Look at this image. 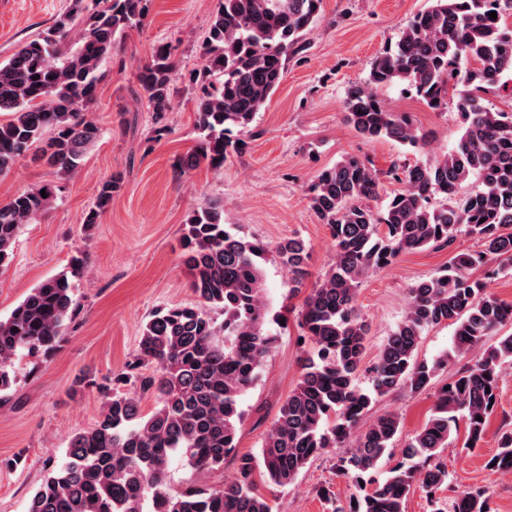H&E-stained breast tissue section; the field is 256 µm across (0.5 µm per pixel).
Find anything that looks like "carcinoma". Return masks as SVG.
Masks as SVG:
<instances>
[{"instance_id": "1", "label": "carcinoma", "mask_w": 512, "mask_h": 512, "mask_svg": "<svg viewBox=\"0 0 512 512\" xmlns=\"http://www.w3.org/2000/svg\"><path fill=\"white\" fill-rule=\"evenodd\" d=\"M150 7L151 0H69L50 26L0 63V112L13 114L0 122V175L35 144L57 172L77 170L99 137L89 112L100 66L144 24ZM321 7L322 0H217L200 45L201 66L190 77L197 86L198 141L182 167H221L246 150L243 134L281 84L288 59H300L307 50L304 34ZM492 11L497 18H490ZM509 16L512 0H428L395 45L374 59L367 80L347 87L345 119L365 140L394 141L412 152L424 148L427 134L377 98L378 89L395 84L406 85L434 110L444 108L453 93L462 134L441 156L393 164L387 176L402 188L377 211L368 202L380 199L381 182L359 156L347 155L316 176L311 208L329 227L335 260L298 311L312 350L260 453L239 456L236 474L219 490L175 492L168 481L175 456L194 470H208L223 466L236 448L241 398L276 341L266 329L268 256L298 284L307 275L303 240L287 237L271 250L224 223L221 206L203 202L182 234V262L202 304L154 312L128 365L138 392L102 389L99 420L71 438L66 461L34 493L27 512H273L254 473L265 484L285 487L326 449L344 447L338 472L353 476L362 494L355 506L339 505L335 512H405L417 483L436 505L433 512H445L435 498L448 480L439 456L461 427L466 447L483 442L498 406L502 366L512 361V332L505 331L512 326V302L489 293L487 283L472 275L491 260L501 270L512 269V111L484 104L485 96L512 81ZM177 66L175 48L158 43L139 70L158 122L174 108ZM473 175L483 189L454 201ZM123 182L114 174L101 184L85 223H97ZM436 195L447 201L433 205ZM56 196L57 186L44 183L0 205L1 268L10 262L21 225L49 211ZM462 235L477 238L481 250H452L446 267L410 288L403 320L369 369L371 388L362 389L358 378L370 325L356 306L361 280L404 252L449 248ZM213 308L224 314L222 323L210 315ZM72 312L71 283L62 271L0 318V393L11 387L10 368L19 352L55 349ZM443 323L455 326L456 353L478 347L482 352L438 389L405 460L384 479L366 480L398 434L400 419L385 415L358 434L359 421L376 396L400 388L420 393L433 385L448 355L429 364L418 361L416 352L423 332ZM489 336L497 340L487 346ZM148 393L155 405L145 413L140 396ZM485 467L512 473V430L499 434ZM451 512L491 510L478 488L456 498Z\"/></svg>"}]
</instances>
